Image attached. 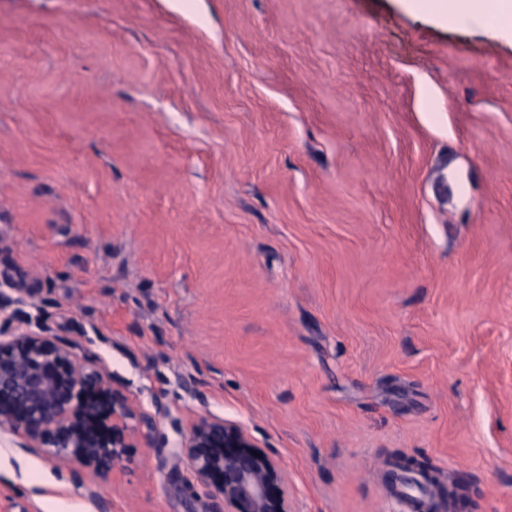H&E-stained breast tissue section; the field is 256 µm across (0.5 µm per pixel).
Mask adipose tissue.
Listing matches in <instances>:
<instances>
[{"label": "adipose tissue", "mask_w": 512, "mask_h": 512, "mask_svg": "<svg viewBox=\"0 0 512 512\" xmlns=\"http://www.w3.org/2000/svg\"><path fill=\"white\" fill-rule=\"evenodd\" d=\"M402 6L409 13L447 25L479 22L492 14L505 19L512 17V0H403Z\"/></svg>", "instance_id": "adipose-tissue-1"}]
</instances>
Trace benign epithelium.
Here are the masks:
<instances>
[{
	"mask_svg": "<svg viewBox=\"0 0 512 512\" xmlns=\"http://www.w3.org/2000/svg\"><path fill=\"white\" fill-rule=\"evenodd\" d=\"M128 416L109 374L80 363L71 342H50L41 329L0 339V431L21 437L22 447L100 481L122 462ZM179 448L196 481L223 498L227 512H291L278 461L243 425L202 417ZM395 467L432 481L413 458L401 457Z\"/></svg>",
	"mask_w": 512,
	"mask_h": 512,
	"instance_id": "7a95c632",
	"label": "benign epithelium"
}]
</instances>
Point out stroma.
Masks as SVG:
<instances>
[{
    "label": "stroma",
    "instance_id": "35a3bbf8",
    "mask_svg": "<svg viewBox=\"0 0 512 512\" xmlns=\"http://www.w3.org/2000/svg\"><path fill=\"white\" fill-rule=\"evenodd\" d=\"M0 314L131 411L96 483L0 433V512H225L177 451L204 416L293 512H406L399 455L512 512V42L400 0H0Z\"/></svg>",
    "mask_w": 512,
    "mask_h": 512
}]
</instances>
